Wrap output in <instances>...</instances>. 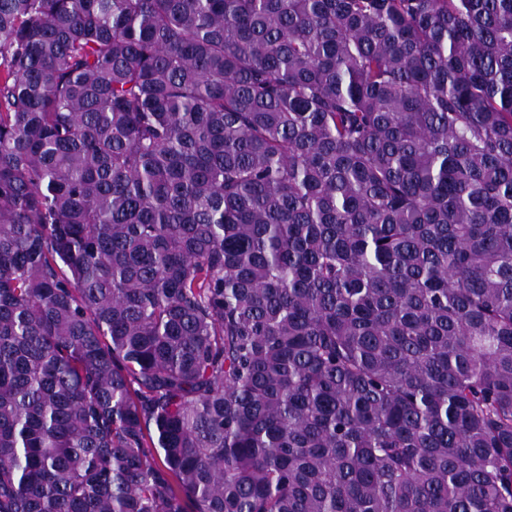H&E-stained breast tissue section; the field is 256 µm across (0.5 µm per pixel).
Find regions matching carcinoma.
Returning <instances> with one entry per match:
<instances>
[{"instance_id": "obj_1", "label": "carcinoma", "mask_w": 512, "mask_h": 512, "mask_svg": "<svg viewBox=\"0 0 512 512\" xmlns=\"http://www.w3.org/2000/svg\"><path fill=\"white\" fill-rule=\"evenodd\" d=\"M0 512H512V0H0Z\"/></svg>"}]
</instances>
